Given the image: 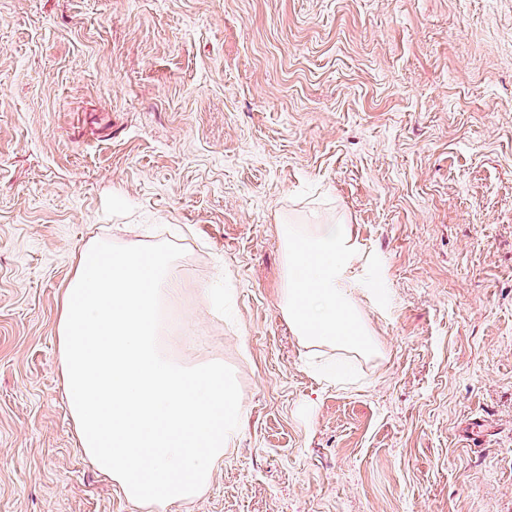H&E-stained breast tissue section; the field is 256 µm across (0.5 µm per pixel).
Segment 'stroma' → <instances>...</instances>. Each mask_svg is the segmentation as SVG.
<instances>
[{"label": "stroma", "instance_id": "35a3bbf8", "mask_svg": "<svg viewBox=\"0 0 512 512\" xmlns=\"http://www.w3.org/2000/svg\"><path fill=\"white\" fill-rule=\"evenodd\" d=\"M343 222L377 348L283 311ZM174 243L169 354L245 408L169 512H512V0H0V512H133L59 372L85 245Z\"/></svg>", "mask_w": 512, "mask_h": 512}]
</instances>
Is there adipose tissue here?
Segmentation results:
<instances>
[{"label":"adipose tissue","instance_id":"ef3b65f1","mask_svg":"<svg viewBox=\"0 0 512 512\" xmlns=\"http://www.w3.org/2000/svg\"><path fill=\"white\" fill-rule=\"evenodd\" d=\"M284 236L285 313L297 336L310 346L374 353V342L352 296L357 252L350 225L322 224L310 233L291 224Z\"/></svg>","mask_w":512,"mask_h":512}]
</instances>
